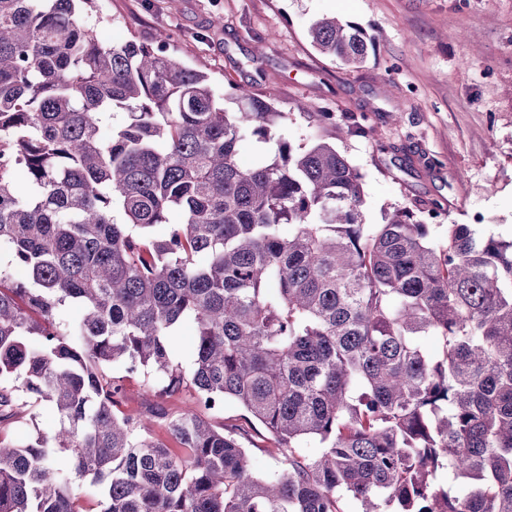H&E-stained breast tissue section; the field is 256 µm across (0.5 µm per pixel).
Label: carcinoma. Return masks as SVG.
Instances as JSON below:
<instances>
[{"label":"carcinoma","mask_w":512,"mask_h":512,"mask_svg":"<svg viewBox=\"0 0 512 512\" xmlns=\"http://www.w3.org/2000/svg\"><path fill=\"white\" fill-rule=\"evenodd\" d=\"M79 10L96 0H0V433L44 402L59 416L0 437V512H93L81 478L98 512H512V239L442 224L435 243L408 204L364 223L336 145L292 147L253 86L229 112L206 73L103 43ZM309 35L344 66L369 54L334 17ZM247 138L276 150L242 168ZM115 364L150 384L146 414L117 411ZM185 390L198 409L169 412ZM227 401L279 470L205 417ZM193 334L194 329L190 323L185 324L175 336L172 348L175 357L183 363L189 365L193 360Z\"/></svg>","instance_id":"1"}]
</instances>
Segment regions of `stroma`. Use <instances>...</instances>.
Instances as JSON below:
<instances>
[{
	"label": "stroma",
	"instance_id": "obj_1",
	"mask_svg": "<svg viewBox=\"0 0 512 512\" xmlns=\"http://www.w3.org/2000/svg\"><path fill=\"white\" fill-rule=\"evenodd\" d=\"M331 16L371 38L359 67L313 46L310 25ZM91 22L115 43L163 38L209 75L228 111L236 86L270 93L287 114L285 141L334 143L361 173L366 223L412 203L433 210V238L440 225L468 224L512 239V0H107ZM316 112L333 122H315ZM353 123L362 133L338 140ZM212 421L244 434L256 473L279 469L263 428L237 405Z\"/></svg>",
	"mask_w": 512,
	"mask_h": 512
}]
</instances>
